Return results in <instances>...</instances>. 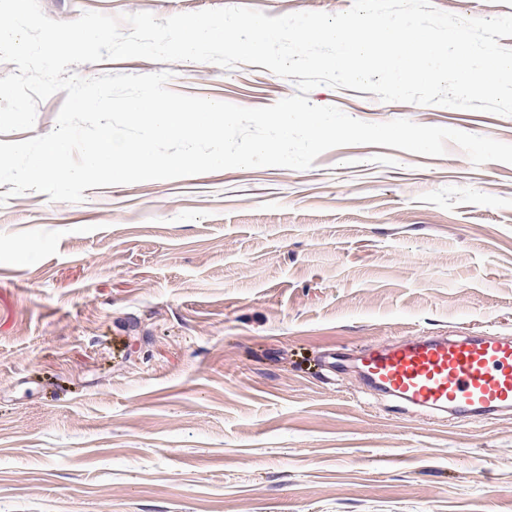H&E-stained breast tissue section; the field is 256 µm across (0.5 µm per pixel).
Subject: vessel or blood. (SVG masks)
<instances>
[{
  "label": "vessel or blood",
  "instance_id": "1",
  "mask_svg": "<svg viewBox=\"0 0 512 512\" xmlns=\"http://www.w3.org/2000/svg\"><path fill=\"white\" fill-rule=\"evenodd\" d=\"M352 361L373 387L416 408L459 414L512 407V341L407 336L369 345Z\"/></svg>",
  "mask_w": 512,
  "mask_h": 512
}]
</instances>
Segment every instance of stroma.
I'll return each instance as SVG.
<instances>
[{"instance_id":"obj_1","label":"stroma","mask_w":512,"mask_h":512,"mask_svg":"<svg viewBox=\"0 0 512 512\" xmlns=\"http://www.w3.org/2000/svg\"><path fill=\"white\" fill-rule=\"evenodd\" d=\"M353 0H40L159 18ZM465 18L512 0H432ZM170 90L246 108L296 94L261 65L144 58ZM512 144V116L309 94ZM512 338V164L355 144L305 170L235 168L0 204V512H512V410L402 408L346 356L402 336Z\"/></svg>"}]
</instances>
